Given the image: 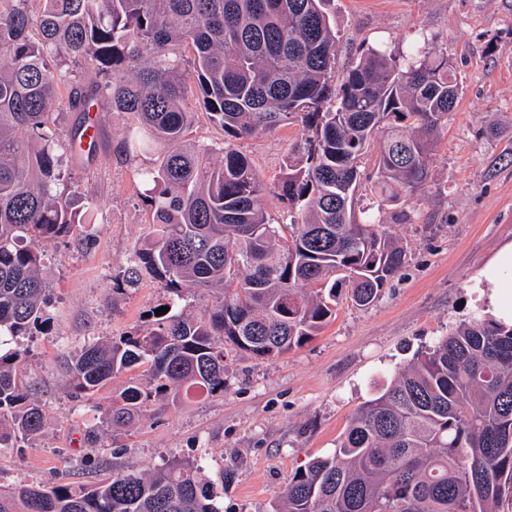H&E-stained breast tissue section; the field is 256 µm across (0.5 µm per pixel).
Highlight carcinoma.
I'll use <instances>...</instances> for the list:
<instances>
[{
    "label": "carcinoma",
    "mask_w": 512,
    "mask_h": 512,
    "mask_svg": "<svg viewBox=\"0 0 512 512\" xmlns=\"http://www.w3.org/2000/svg\"><path fill=\"white\" fill-rule=\"evenodd\" d=\"M331 0H0V448L41 435L44 406L20 374L19 336L46 324L42 245L75 230L61 162L92 155L107 106L132 118L121 153L156 224L112 293L158 280L157 328L92 340L62 361L73 393L134 368L106 422L152 402L224 392V345L272 359L336 316L342 291L368 308L406 251L374 212L432 180L433 151L461 93L447 54L369 49L336 78ZM224 130L188 138L192 108ZM64 110L80 114L66 133ZM300 122L274 183L236 142ZM378 144L375 176L358 159ZM370 203L355 209L357 193ZM285 204L268 216L269 194ZM188 294L199 317L172 311ZM201 468L177 458L122 466L90 487L22 484L0 512H218ZM275 512H512V324L476 314L361 405L334 452L294 472Z\"/></svg>",
    "instance_id": "1"
}]
</instances>
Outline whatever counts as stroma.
<instances>
[{"instance_id":"35a3bbf8","label":"stroma","mask_w":512,"mask_h":512,"mask_svg":"<svg viewBox=\"0 0 512 512\" xmlns=\"http://www.w3.org/2000/svg\"><path fill=\"white\" fill-rule=\"evenodd\" d=\"M332 13L337 76L369 47L398 54L423 36L447 54L461 84L412 222L382 214L385 229L406 248L403 269L372 306L341 299L314 339L278 358L225 347L223 395L155 403L122 430L102 426L125 377L78 402L59 366L61 353L94 337L146 333L168 295L150 278L112 293L134 247L153 231L137 176L153 158H124L128 116L100 113L93 156L62 165L67 197L83 206L82 222L74 235L43 247L49 321L19 340L28 351L23 375L50 423L37 439L0 448V488L51 485L69 458L146 468L176 457L202 465L219 512H274L295 470L334 451L377 385L474 311H488L477 274L512 241V0H333ZM490 123L496 134L486 133ZM300 137L293 123L239 147L272 180ZM92 427L98 437L91 444L83 433Z\"/></svg>"}]
</instances>
